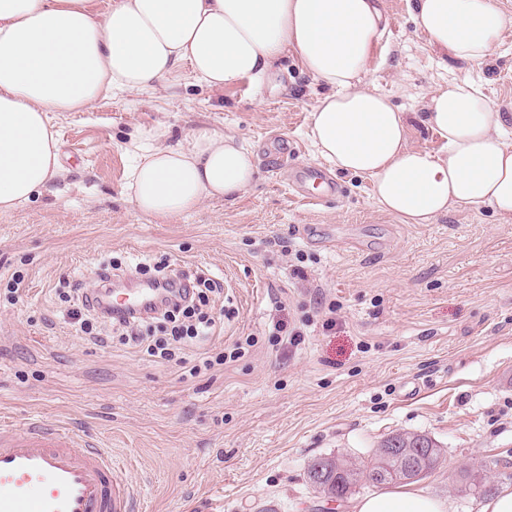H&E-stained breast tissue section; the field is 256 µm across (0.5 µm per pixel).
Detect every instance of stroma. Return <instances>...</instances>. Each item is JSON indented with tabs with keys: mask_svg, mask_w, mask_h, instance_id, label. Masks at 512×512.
<instances>
[{
	"mask_svg": "<svg viewBox=\"0 0 512 512\" xmlns=\"http://www.w3.org/2000/svg\"><path fill=\"white\" fill-rule=\"evenodd\" d=\"M378 6L370 89L419 112L467 78L512 116V29L468 65L430 47L413 0ZM280 69L215 93L185 67L165 90L53 113L61 173L0 215V418H56L105 443L141 489L139 512H350L375 485L331 500L309 484L310 462L363 468L389 435L424 434L441 454L418 487L477 512L469 473L512 480V219L482 205L406 224L368 179L342 173L334 197L303 198L294 170L325 165L308 135L324 89L295 57ZM200 126L251 147L252 187L172 220L139 212L127 184L140 146ZM160 259L222 286L211 301L222 321L191 355L255 337L245 356L191 378L65 320L64 293L95 290L91 268L115 260L129 275ZM16 272L24 288L11 298ZM279 320L298 342L270 343Z\"/></svg>",
	"mask_w": 512,
	"mask_h": 512,
	"instance_id": "35a3bbf8",
	"label": "stroma"
}]
</instances>
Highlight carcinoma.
<instances>
[{"label": "carcinoma", "mask_w": 512, "mask_h": 512, "mask_svg": "<svg viewBox=\"0 0 512 512\" xmlns=\"http://www.w3.org/2000/svg\"><path fill=\"white\" fill-rule=\"evenodd\" d=\"M419 446L431 449V453L418 460V471L427 473L433 469L440 458V448L435 442L424 435L395 434L383 440L375 454L371 467V472L374 474L371 483L385 485L415 480L414 475L399 468L396 454L390 452V449L396 448L409 454ZM364 477H366L364 471L339 457L317 458L311 462L307 470V478L311 486L331 498L345 497Z\"/></svg>", "instance_id": "1"}]
</instances>
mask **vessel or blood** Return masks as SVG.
Returning a JSON list of instances; mask_svg holds the SVG:
<instances>
[{
    "label": "vessel or blood",
    "instance_id": "b4317fda",
    "mask_svg": "<svg viewBox=\"0 0 512 512\" xmlns=\"http://www.w3.org/2000/svg\"><path fill=\"white\" fill-rule=\"evenodd\" d=\"M161 284L139 282L97 293L102 310L142 313ZM140 497L105 445L59 420L0 424V512H135Z\"/></svg>",
    "mask_w": 512,
    "mask_h": 512
}]
</instances>
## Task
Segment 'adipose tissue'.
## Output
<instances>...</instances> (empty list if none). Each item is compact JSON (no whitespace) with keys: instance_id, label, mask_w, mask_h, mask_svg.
<instances>
[{"instance_id":"ef3b65f1","label":"adipose tissue","mask_w":512,"mask_h":512,"mask_svg":"<svg viewBox=\"0 0 512 512\" xmlns=\"http://www.w3.org/2000/svg\"><path fill=\"white\" fill-rule=\"evenodd\" d=\"M436 51L477 63L493 55L512 17L495 0H415ZM382 15L375 0H0V214L29 202L60 171L49 115L91 109L112 90L163 89L180 66L215 91L271 78L284 54L328 92L309 136L336 170L371 180L377 202L407 224L455 206L512 216L506 117L463 79L436 89L424 121L447 143L411 146L409 119L362 84ZM256 156L241 139L202 126L176 144L142 148L128 181L141 212L175 218L253 184ZM353 512H451L447 500L396 487L359 498Z\"/></svg>"}]
</instances>
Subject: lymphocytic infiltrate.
Wrapping results in <instances>:
<instances>
[{
  "label": "lymphocytic infiltrate",
  "instance_id": "obj_1",
  "mask_svg": "<svg viewBox=\"0 0 512 512\" xmlns=\"http://www.w3.org/2000/svg\"><path fill=\"white\" fill-rule=\"evenodd\" d=\"M220 285L209 278H196L194 286H182L164 308L147 314L117 317L97 311L88 306L85 299L73 298L67 315L78 324L83 335L99 338L104 328H111L121 344H132L141 348L149 357L160 362L181 360L190 376L201 371L239 359L248 347L253 346V337L236 342L231 350L217 349L199 361L185 358V351L200 338L212 335L216 320L209 311V296L218 292Z\"/></svg>",
  "mask_w": 512,
  "mask_h": 512
}]
</instances>
